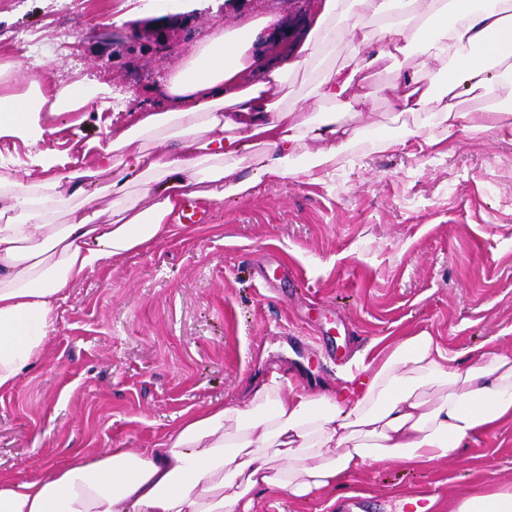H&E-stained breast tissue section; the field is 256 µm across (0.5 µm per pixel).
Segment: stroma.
<instances>
[{
	"mask_svg": "<svg viewBox=\"0 0 512 512\" xmlns=\"http://www.w3.org/2000/svg\"><path fill=\"white\" fill-rule=\"evenodd\" d=\"M265 17L290 18V56L302 58L312 14L291 16L288 0H177L168 11L150 0H0L10 67L0 95L25 94L34 76L111 91L98 112L40 113L38 145L1 137L8 173L28 180L39 149L95 165L81 144H107L142 111L166 108L160 85L200 43ZM371 74L376 97L338 113L364 140L322 182L301 175L206 202V223H175L64 289L39 359L0 390L1 473L23 481L76 451L154 447L188 412L241 399L275 370L311 392L340 390L355 357L409 332L439 336L461 365L490 339L512 354V139L474 131L421 152L382 148L376 137L402 124L392 87L404 71L388 59ZM314 78L289 71V123L320 118ZM352 483L360 494L340 498L342 512H410L416 489L444 503L512 486V423L427 469L374 462Z\"/></svg>",
	"mask_w": 512,
	"mask_h": 512,
	"instance_id": "stroma-1",
	"label": "stroma"
}]
</instances>
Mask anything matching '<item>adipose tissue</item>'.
Listing matches in <instances>:
<instances>
[{
  "mask_svg": "<svg viewBox=\"0 0 512 512\" xmlns=\"http://www.w3.org/2000/svg\"><path fill=\"white\" fill-rule=\"evenodd\" d=\"M313 27L301 63L323 66L314 95L347 110L373 97L374 60L421 57L394 100L422 123L387 146L434 147L460 131L512 137V0H321ZM363 44L377 46L375 59L325 67L339 46ZM249 46L244 31L211 34L163 85L167 107L140 113L98 147L96 167L42 151L32 158L36 179L0 181V390L37 360L62 290L167 232L186 200L245 198L301 174L321 181L359 141L332 114L288 124L282 90L292 64L261 66L242 83ZM109 94L82 81H32L29 95H0V137L39 140L34 114L89 111ZM432 125L441 136L425 134ZM310 140L321 147L297 167ZM102 171L115 175L103 216L92 188ZM61 212L67 223H55ZM359 371L348 391L319 395L285 389L275 373L244 404L187 415L155 447L115 448L25 481L0 474V512H253L258 493L314 499L377 461L423 469L512 421V356L489 342L462 367L421 331L379 347ZM448 512H512V488L481 486L450 499Z\"/></svg>",
  "mask_w": 512,
  "mask_h": 512,
  "instance_id": "ef3b65f1",
  "label": "adipose tissue"
}]
</instances>
